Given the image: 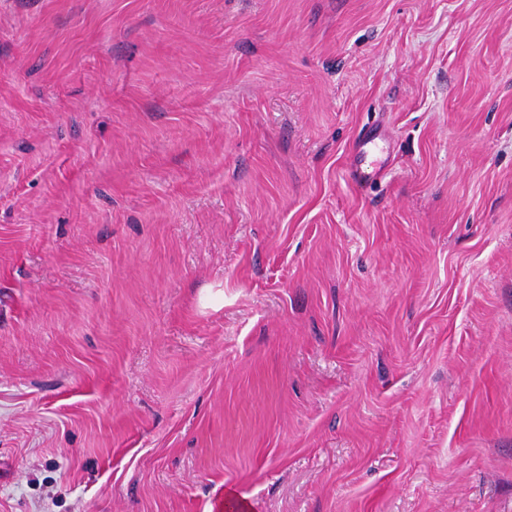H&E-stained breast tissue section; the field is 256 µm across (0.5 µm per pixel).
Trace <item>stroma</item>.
<instances>
[{"mask_svg": "<svg viewBox=\"0 0 512 512\" xmlns=\"http://www.w3.org/2000/svg\"><path fill=\"white\" fill-rule=\"evenodd\" d=\"M230 491L512 512V0H0V512ZM375 137L365 132L357 142L351 157L353 175L361 182L370 183L381 177L383 162L376 157Z\"/></svg>", "mask_w": 512, "mask_h": 512, "instance_id": "obj_1", "label": "stroma"}]
</instances>
